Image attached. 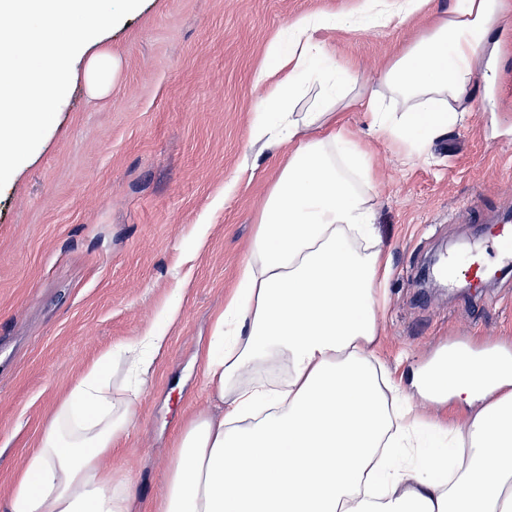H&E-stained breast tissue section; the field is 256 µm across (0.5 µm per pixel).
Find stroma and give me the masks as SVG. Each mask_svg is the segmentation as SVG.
Segmentation results:
<instances>
[{"label": "stroma", "mask_w": 512, "mask_h": 512, "mask_svg": "<svg viewBox=\"0 0 512 512\" xmlns=\"http://www.w3.org/2000/svg\"><path fill=\"white\" fill-rule=\"evenodd\" d=\"M361 2L143 0L91 47L121 61L105 94L91 97L75 66L50 129L0 190V500L74 380L176 296L181 316L139 420L112 453L140 512H152L176 437L210 406L201 354L282 162L265 155L239 173L266 48L294 17H339ZM427 25L415 16L327 39L339 63L374 79ZM491 38L499 55L476 106L425 155L370 133L361 110L342 114L377 163L389 274L376 353L401 385L452 344L512 350V273L480 296L424 281L431 258L512 214V16Z\"/></svg>", "instance_id": "stroma-1"}]
</instances>
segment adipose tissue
<instances>
[{"label":"adipose tissue","instance_id":"1","mask_svg":"<svg viewBox=\"0 0 512 512\" xmlns=\"http://www.w3.org/2000/svg\"><path fill=\"white\" fill-rule=\"evenodd\" d=\"M430 4L366 0L342 19L302 16L269 45L248 144L285 162L203 354L216 410L182 431L155 512H512V371L485 353L440 352L412 369L392 412L373 363L389 264L372 162L340 114L360 108L373 133L424 153L470 111L512 0H454L374 85L337 65L322 34L388 27ZM179 313L169 304L158 327L73 382L0 512H137L112 450L138 420ZM449 401L469 408L466 426L446 452H427L414 407Z\"/></svg>","mask_w":512,"mask_h":512}]
</instances>
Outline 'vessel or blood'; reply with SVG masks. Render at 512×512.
Instances as JSON below:
<instances>
[{
    "label": "vessel or blood",
    "mask_w": 512,
    "mask_h": 512,
    "mask_svg": "<svg viewBox=\"0 0 512 512\" xmlns=\"http://www.w3.org/2000/svg\"><path fill=\"white\" fill-rule=\"evenodd\" d=\"M490 246L470 252L465 258L449 260L444 272L448 278L466 276L473 287H482L497 268L512 266V225L496 224L491 231Z\"/></svg>",
    "instance_id": "1"
}]
</instances>
